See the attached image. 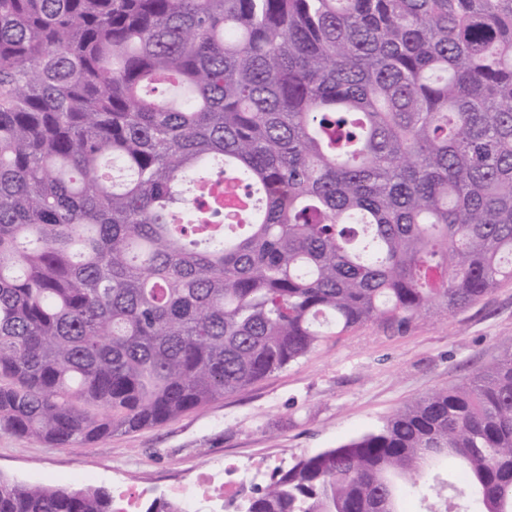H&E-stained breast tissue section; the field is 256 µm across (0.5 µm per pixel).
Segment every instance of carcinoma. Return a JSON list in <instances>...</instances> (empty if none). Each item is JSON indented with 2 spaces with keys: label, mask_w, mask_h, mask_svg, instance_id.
<instances>
[{
  "label": "carcinoma",
  "mask_w": 512,
  "mask_h": 512,
  "mask_svg": "<svg viewBox=\"0 0 512 512\" xmlns=\"http://www.w3.org/2000/svg\"><path fill=\"white\" fill-rule=\"evenodd\" d=\"M216 159L222 224L186 195ZM505 278L512 0H0L1 432L161 425ZM410 496L512 512L511 350L237 512ZM0 512L118 509L0 475Z\"/></svg>",
  "instance_id": "cac0c4a2"
}]
</instances>
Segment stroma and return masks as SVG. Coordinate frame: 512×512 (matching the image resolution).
Segmentation results:
<instances>
[{
	"label": "stroma",
	"mask_w": 512,
	"mask_h": 512,
	"mask_svg": "<svg viewBox=\"0 0 512 512\" xmlns=\"http://www.w3.org/2000/svg\"><path fill=\"white\" fill-rule=\"evenodd\" d=\"M512 348V280L452 314L398 329L378 321L328 337L288 367L178 419L100 443L53 447L0 433V474L35 486L128 490L153 499L224 473L226 499L198 512H236L272 470L379 428L406 403L461 384Z\"/></svg>",
	"instance_id": "obj_1"
}]
</instances>
